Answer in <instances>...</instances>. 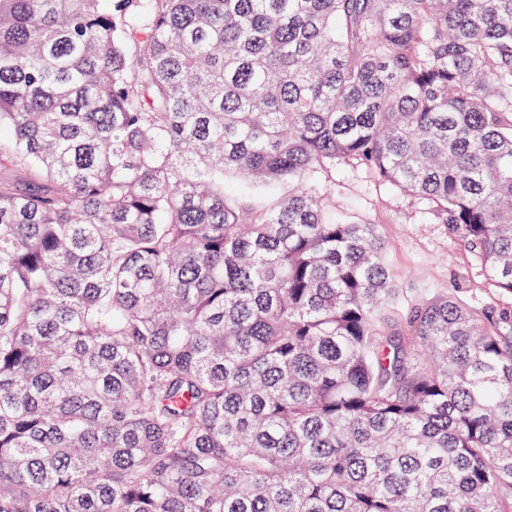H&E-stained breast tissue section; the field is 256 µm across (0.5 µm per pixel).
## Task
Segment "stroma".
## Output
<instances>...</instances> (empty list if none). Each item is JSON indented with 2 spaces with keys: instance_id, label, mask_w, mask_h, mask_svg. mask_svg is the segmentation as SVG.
I'll use <instances>...</instances> for the list:
<instances>
[{
  "instance_id": "obj_1",
  "label": "stroma",
  "mask_w": 512,
  "mask_h": 512,
  "mask_svg": "<svg viewBox=\"0 0 512 512\" xmlns=\"http://www.w3.org/2000/svg\"><path fill=\"white\" fill-rule=\"evenodd\" d=\"M319 185L326 188L328 209L338 220L375 225L394 270L400 303L432 300L455 289L469 304L505 306V298L485 289L469 256L425 201L375 181L356 165L322 174Z\"/></svg>"
}]
</instances>
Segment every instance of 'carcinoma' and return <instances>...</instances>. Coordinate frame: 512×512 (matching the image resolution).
Wrapping results in <instances>:
<instances>
[{"label":"carcinoma","mask_w":512,"mask_h":512,"mask_svg":"<svg viewBox=\"0 0 512 512\" xmlns=\"http://www.w3.org/2000/svg\"><path fill=\"white\" fill-rule=\"evenodd\" d=\"M338 164L512 296V0H0V512H512V307ZM319 187L328 189V209L336 219L375 225L400 288L399 307L455 288H463L459 297L472 305H512L485 290L476 266L425 201L375 181L356 165L336 167L332 176L322 173Z\"/></svg>","instance_id":"carcinoma-1"}]
</instances>
